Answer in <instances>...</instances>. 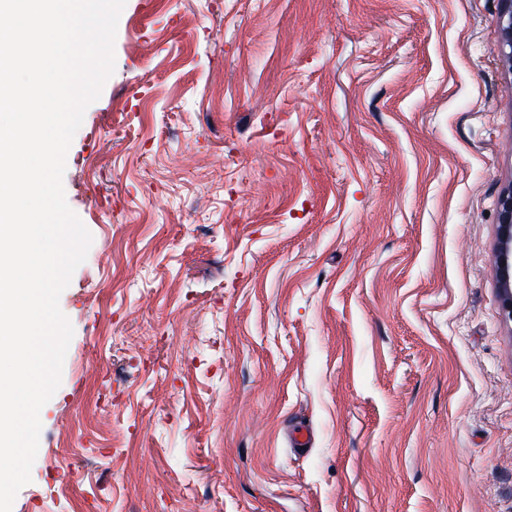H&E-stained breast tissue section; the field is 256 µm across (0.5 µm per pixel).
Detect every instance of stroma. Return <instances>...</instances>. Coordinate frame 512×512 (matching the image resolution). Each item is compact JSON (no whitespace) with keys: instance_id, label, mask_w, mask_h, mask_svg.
I'll return each mask as SVG.
<instances>
[{"instance_id":"1","label":"stroma","mask_w":512,"mask_h":512,"mask_svg":"<svg viewBox=\"0 0 512 512\" xmlns=\"http://www.w3.org/2000/svg\"><path fill=\"white\" fill-rule=\"evenodd\" d=\"M511 51L498 0H125L12 512H512ZM498 246L495 264L502 286L503 312L512 319V184L499 195Z\"/></svg>"}]
</instances>
